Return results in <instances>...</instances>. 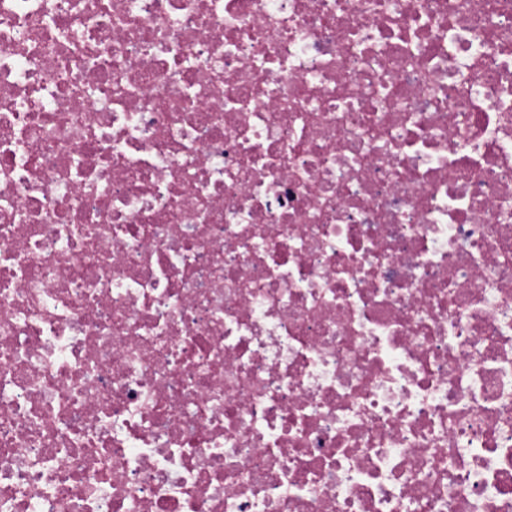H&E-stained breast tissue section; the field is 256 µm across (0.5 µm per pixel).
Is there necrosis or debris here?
Returning <instances> with one entry per match:
<instances>
[{
  "label": "necrosis or debris",
  "mask_w": 512,
  "mask_h": 512,
  "mask_svg": "<svg viewBox=\"0 0 512 512\" xmlns=\"http://www.w3.org/2000/svg\"><path fill=\"white\" fill-rule=\"evenodd\" d=\"M0 512H512V0H0Z\"/></svg>",
  "instance_id": "4bbe7bcc"
}]
</instances>
